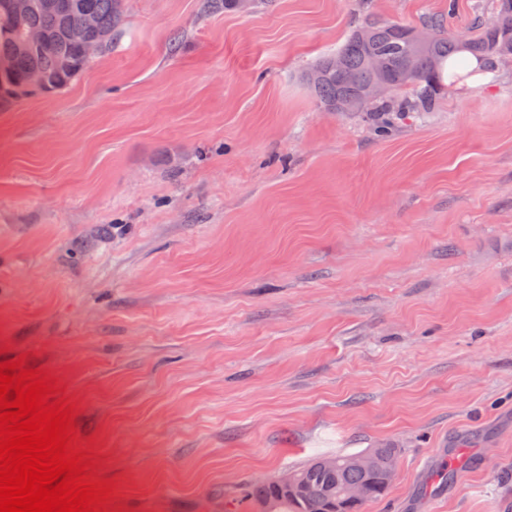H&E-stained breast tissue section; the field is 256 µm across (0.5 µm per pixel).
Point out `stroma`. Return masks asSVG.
I'll list each match as a JSON object with an SVG mask.
<instances>
[{"label":"stroma","instance_id":"stroma-1","mask_svg":"<svg viewBox=\"0 0 512 512\" xmlns=\"http://www.w3.org/2000/svg\"><path fill=\"white\" fill-rule=\"evenodd\" d=\"M124 0L66 90L0 104V361L65 386L118 512H233L393 448L363 512H512V67L388 138L303 80L366 13Z\"/></svg>","mask_w":512,"mask_h":512}]
</instances>
